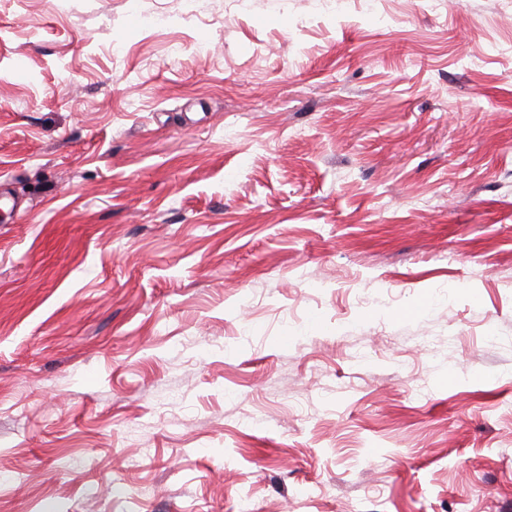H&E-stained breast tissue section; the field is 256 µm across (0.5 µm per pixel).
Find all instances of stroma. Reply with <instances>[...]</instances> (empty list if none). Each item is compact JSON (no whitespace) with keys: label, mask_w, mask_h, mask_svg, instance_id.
<instances>
[{"label":"stroma","mask_w":512,"mask_h":512,"mask_svg":"<svg viewBox=\"0 0 512 512\" xmlns=\"http://www.w3.org/2000/svg\"><path fill=\"white\" fill-rule=\"evenodd\" d=\"M245 502L512 512V0H0V512Z\"/></svg>","instance_id":"obj_1"}]
</instances>
